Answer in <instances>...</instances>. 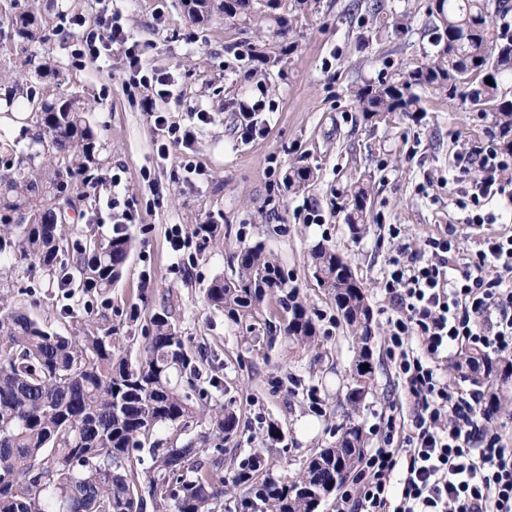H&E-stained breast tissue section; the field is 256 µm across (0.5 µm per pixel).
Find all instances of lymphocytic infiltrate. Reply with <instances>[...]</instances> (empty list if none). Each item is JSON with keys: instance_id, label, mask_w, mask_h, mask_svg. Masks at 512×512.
Returning a JSON list of instances; mask_svg holds the SVG:
<instances>
[{"instance_id": "f902f5d3", "label": "lymphocytic infiltrate", "mask_w": 512, "mask_h": 512, "mask_svg": "<svg viewBox=\"0 0 512 512\" xmlns=\"http://www.w3.org/2000/svg\"><path fill=\"white\" fill-rule=\"evenodd\" d=\"M70 23L80 30L72 41L80 63L108 68L120 46L132 85L171 95L170 76L143 68L137 44L111 15ZM458 167L463 176L480 172L467 192V224L492 223L486 205L512 196V152L501 133L466 148ZM390 232L399 244L383 279L388 357L408 411L379 428V447L362 456L336 512H512V448L491 425L494 409L484 393L450 387L447 375L456 347L512 354V235L484 238L467 253L452 227L421 251L401 242L399 227Z\"/></svg>"}]
</instances>
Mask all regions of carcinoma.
Here are the masks:
<instances>
[{"label": "carcinoma", "mask_w": 512, "mask_h": 512, "mask_svg": "<svg viewBox=\"0 0 512 512\" xmlns=\"http://www.w3.org/2000/svg\"><path fill=\"white\" fill-rule=\"evenodd\" d=\"M0 0V49L34 63L41 18ZM307 0H185L190 21L214 9L229 17L254 9L287 15ZM379 27L398 29L383 0L368 5ZM512 0H432L428 31L437 51L401 79L357 86L351 97L361 112L380 114L419 109L416 90L443 93L512 133ZM36 81L0 79L6 105L26 114L19 134H0V262L39 269L66 298H90L85 314L64 304L58 315L75 325L67 336L21 307L0 306V512H224L231 486L247 512H318L322 501L345 482L364 453L362 425L353 419L361 396L347 391L350 413L334 445L313 452L289 482L269 476L267 449L255 448L224 466V440L238 428L234 411L214 396L220 379L207 354L191 352L165 313L150 318L135 351L112 335V288L122 278L133 243L124 228L106 236L92 226L69 238L62 233L61 200L90 198L101 139L91 125L88 103L78 91L50 96L41 82L59 83L51 61L35 66ZM491 78L493 84L485 82ZM313 173H288L297 193ZM369 186L356 183L345 206L346 223L367 224ZM312 277L334 302L345 326L360 343L355 374L371 388L373 367L366 342L372 313L360 282L336 250L318 245L311 253ZM261 243L244 244L232 275L215 276L205 295L248 329L264 327L254 345L272 346V325L283 338L312 345L318 328L299 289ZM368 365V369L360 365ZM456 369L486 387L499 407L512 405L505 369L480 348L459 353Z\"/></svg>", "instance_id": "cac0c4a2"}]
</instances>
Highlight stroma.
Returning a JSON list of instances; mask_svg holds the SVG:
<instances>
[{
	"label": "stroma",
	"mask_w": 512,
	"mask_h": 512,
	"mask_svg": "<svg viewBox=\"0 0 512 512\" xmlns=\"http://www.w3.org/2000/svg\"><path fill=\"white\" fill-rule=\"evenodd\" d=\"M355 2L310 0L280 35L263 13H218L198 24L189 20L182 0H112L113 13L140 44L143 63L175 75L176 91L158 101L159 111L180 125L197 124L199 110L210 114L182 155L165 160L156 153L161 134L140 106L145 89L126 84L123 51L113 49L112 68L104 72L71 55L69 18L96 17L100 0H56L42 14L38 50L58 65L66 87L93 103L91 122L104 144L91 204L69 229L95 224L107 235L121 220L133 239L124 276L112 291L113 332H142L153 314L169 313L190 350L207 349L224 384V403L240 418L236 434L224 443L227 454L262 447L267 423H277L285 438L273 450L270 473L285 482L339 436L357 355L354 337L312 277V249L334 247L372 309L373 390L356 416L372 449L379 445L377 427L399 401L386 356L392 310L381 291L392 249L388 227L402 225L418 249L427 237L460 224L465 212L452 182L457 156L487 140L493 127L459 100L430 92L422 93L415 117L360 112L352 87L402 76L428 61L435 48L424 31L429 0H385L387 10L408 17L396 32L376 31ZM260 98L267 103L259 114L262 132L241 138L239 105ZM185 159L195 173L183 169ZM300 166L311 169L314 179L304 191L288 192L285 178ZM115 176L121 180L116 188ZM358 180L371 189L363 229L345 222L349 190ZM114 193L121 202L116 210L106 205ZM213 221L224 227L223 242L196 238L173 258L166 239L170 225L189 232ZM254 242L277 257L306 300L319 329L315 347L280 340L271 350H255L245 325L207 304L212 279L231 275L240 246ZM11 280L9 304L50 320L61 333L72 332V324L55 313L56 291L47 276L19 269ZM135 307L141 316L127 324Z\"/></svg>",
	"instance_id": "stroma-1"
}]
</instances>
